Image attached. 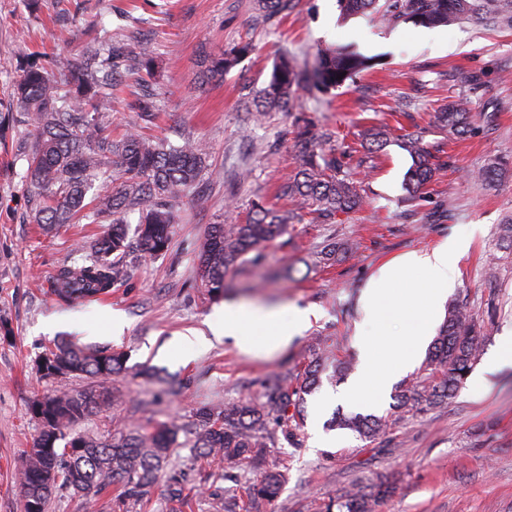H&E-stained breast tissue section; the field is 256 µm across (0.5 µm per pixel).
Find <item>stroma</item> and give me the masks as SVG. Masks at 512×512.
<instances>
[{
  "instance_id": "35a3bbf8",
  "label": "stroma",
  "mask_w": 512,
  "mask_h": 512,
  "mask_svg": "<svg viewBox=\"0 0 512 512\" xmlns=\"http://www.w3.org/2000/svg\"><path fill=\"white\" fill-rule=\"evenodd\" d=\"M113 40L136 35L157 61L152 79L163 92L153 135L180 143L200 141L208 167L175 209L172 244L146 259L129 252V279L101 300L64 304L52 292L59 269L80 264L98 224H68L46 234L30 222L32 199L24 174L32 127L9 111L11 87L28 62L45 53L77 55L91 25ZM248 41L252 52L223 82L198 84L204 55ZM352 44L374 60L353 81L327 94L299 90L293 113L269 112L246 122L244 109L270 78L274 61L289 54L312 66L318 50ZM466 98V136L437 128L441 108ZM311 116L325 149L345 151V169L363 191V207L335 223L302 219L260 263H244L227 277L220 300L199 283L196 252L209 225L242 224L254 201L281 207L278 187L295 168L294 114ZM386 125L394 139L380 152L362 148V133ZM422 136L441 168L414 201L403 181L412 164L401 135ZM502 158L512 162V23L456 21L425 28L390 25L370 15L342 17L337 0H298L285 18L262 17L255 0H0V512H24L14 461L40 429L34 400L88 387L73 376L44 378L36 358L50 343L71 340L126 352V372L112 379V408L80 423L78 432L108 431L178 419L197 410L262 395L273 373H297L313 341L358 364L361 294L377 269L451 235H471L456 269L452 299L466 303L484 324L475 365L482 388L463 387L439 407L405 420L386 437L363 441L331 430L327 447L313 438L340 400L322 405L347 382L322 381L306 401L299 447L279 441L266 464L286 470L278 497L260 512H317L323 500L353 487L372 491L381 476L394 483L376 512H512V368L492 369L501 336L512 332V251L500 228L512 214V170L488 185L464 174ZM205 207H197V195ZM354 240L358 250L324 266L329 243ZM264 309L307 307L309 328L287 349L265 358L242 354L227 339L204 351H178L175 340L206 327L225 303ZM124 327L113 333L112 314ZM176 457L191 489L190 512H222L228 482L216 467L196 460L192 437L180 434Z\"/></svg>"
}]
</instances>
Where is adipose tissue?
Segmentation results:
<instances>
[{"mask_svg":"<svg viewBox=\"0 0 512 512\" xmlns=\"http://www.w3.org/2000/svg\"><path fill=\"white\" fill-rule=\"evenodd\" d=\"M277 311L254 309L243 304H228L224 307V317L210 323L209 335L195 334L181 337L179 347L203 350L213 342L231 338L238 348L253 355H268L284 349L308 328L312 316L311 309H293L286 323L277 329H270L271 320L276 319Z\"/></svg>","mask_w":512,"mask_h":512,"instance_id":"obj_1","label":"adipose tissue"}]
</instances>
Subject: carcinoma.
Masks as SVG:
<instances>
[{
    "instance_id": "carcinoma-1",
    "label": "carcinoma",
    "mask_w": 512,
    "mask_h": 512,
    "mask_svg": "<svg viewBox=\"0 0 512 512\" xmlns=\"http://www.w3.org/2000/svg\"><path fill=\"white\" fill-rule=\"evenodd\" d=\"M339 2L346 17L372 13L383 23L406 18L432 28L463 19L479 21L486 14L488 0H386L382 5L379 0ZM257 4L270 19L292 12L296 0H257ZM252 50L251 43L239 42L206 59L204 78L223 81L224 74ZM134 64L149 74L154 59L136 37L129 36L122 45L111 47L105 58L96 48L78 56L57 54L44 62L33 61L13 84L12 108L35 131L24 175L34 201L32 221L48 232L64 224L105 225L90 245L84 264L64 267L52 277L54 294L64 303L97 299L124 283L130 275L126 254L132 247L144 258L167 253L177 198L184 188L199 181L207 168L205 149L195 140L173 145L155 141L132 127L120 138H112V107L118 102L113 90L122 70H131ZM366 64V58L348 47L319 54L310 70L300 69L294 59L284 55L253 100L252 112L257 118L264 112H287L301 85L325 93L343 86ZM159 102L160 92L143 80L126 106L137 112L141 121L150 122L159 111ZM437 123L451 134L464 135L470 126L468 111L461 103L450 104L437 114ZM366 141L369 149L380 150L390 142V133L371 128ZM296 144L295 172L280 187V196L290 200L295 209L277 211L257 201L247 223L208 227L198 252L200 287L207 295H223L226 275L247 260H259V249L288 233L298 212L314 208L319 218L327 221L362 207L364 196L344 174L342 161L323 150L322 134L313 122L304 120L297 126ZM401 145L412 159L404 188L413 199L433 179L436 166L423 139L406 136ZM114 172L120 180L115 187ZM505 172L506 166L498 160L472 177L493 184ZM134 211L139 212V219L131 240L125 215ZM356 249L357 244L350 240L330 243L324 247L323 260L331 265ZM481 328L465 306L449 304L421 372L399 387L387 414L337 412L330 424L374 441L406 418L442 404L470 376L481 352ZM43 357L66 374L89 378L91 383L81 391L33 402L31 413L41 430L33 438V450L23 451L16 461L24 512H46L52 490L58 486L73 489L84 501L86 512H93L98 496L113 485L117 494L112 498V512H132L148 502L150 488L165 466L170 467L173 497L191 507L182 488V472L173 459L182 424L158 421L147 428L99 438L76 432L81 422L110 409V383L126 369L124 353L107 346L91 350L61 341L46 348ZM329 369L332 378L341 381L351 371V364L331 357L316 344L300 373L268 376L261 399L228 403L216 413L198 412L192 445L195 458L221 464L226 478L236 469L258 471L245 487L248 505L273 500L287 477L279 469L263 467L265 448L278 432L297 444L305 396ZM73 440L80 451L67 455L65 447ZM40 448L54 449L53 456L38 452ZM388 493L389 485L384 482L374 493L350 489L324 502L322 512H374L376 502Z\"/></svg>"
}]
</instances>
